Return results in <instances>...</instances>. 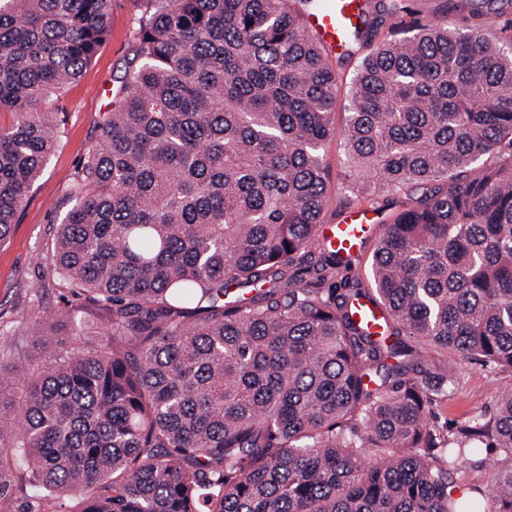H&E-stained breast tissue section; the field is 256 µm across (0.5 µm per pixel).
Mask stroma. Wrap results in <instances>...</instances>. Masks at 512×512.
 Wrapping results in <instances>:
<instances>
[{
  "mask_svg": "<svg viewBox=\"0 0 512 512\" xmlns=\"http://www.w3.org/2000/svg\"><path fill=\"white\" fill-rule=\"evenodd\" d=\"M404 10L396 16L395 31L381 29L380 37H403L414 23L446 20L449 28L482 25L488 39L501 42L506 17L491 12L473 16L469 11L442 12V0H401ZM156 9V0H112L110 32L80 77L45 105L58 113L60 138L49 164L33 184L18 212L8 238L0 242V317L24 331L34 312L49 313L68 307L70 295L52 281L46 257L53 246L56 215L71 205L70 189L83 158L92 144L103 112L119 101L118 91L126 63L132 57L138 31ZM327 178L322 223L336 224L353 209L370 212L378 232L384 231L410 203L407 189L366 195L362 181L340 138H332L321 152ZM370 237L354 258V269L369 278L378 239ZM512 388V371L475 360L463 363L455 391L434 410L432 421L440 429H452L469 418L491 414L497 395Z\"/></svg>",
  "mask_w": 512,
  "mask_h": 512,
  "instance_id": "obj_1",
  "label": "stroma"
}]
</instances>
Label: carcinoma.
<instances>
[{"label":"carcinoma","mask_w":512,"mask_h":512,"mask_svg":"<svg viewBox=\"0 0 512 512\" xmlns=\"http://www.w3.org/2000/svg\"><path fill=\"white\" fill-rule=\"evenodd\" d=\"M314 0H157L77 171L49 272L80 305L0 353V512H512V389L446 433L459 361L512 370V46L418 23L366 56L346 127ZM112 0H0V242ZM401 12L378 0L363 31ZM411 187L363 287L326 245L321 150ZM384 311L376 336L350 311ZM93 308L97 322L81 316ZM449 355L432 370L401 336ZM507 467L455 494L456 476ZM491 502L492 508L484 507ZM484 457L486 458V464L483 469L468 470L465 475L457 477V481L461 483L460 485H482L487 481L494 469L501 467V456L497 454L495 450H490L488 453H484ZM464 487L466 486H463V488Z\"/></svg>","instance_id":"cac0c4a2"}]
</instances>
